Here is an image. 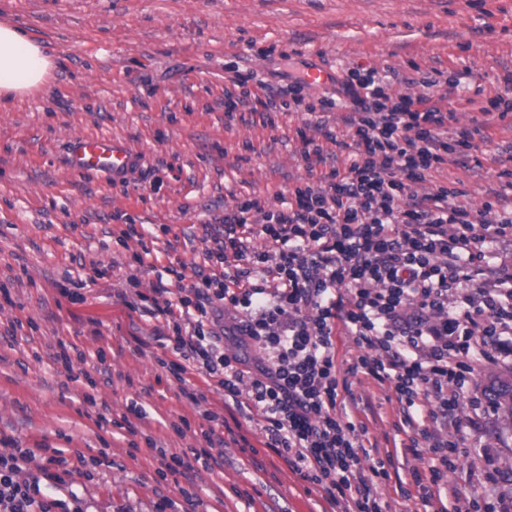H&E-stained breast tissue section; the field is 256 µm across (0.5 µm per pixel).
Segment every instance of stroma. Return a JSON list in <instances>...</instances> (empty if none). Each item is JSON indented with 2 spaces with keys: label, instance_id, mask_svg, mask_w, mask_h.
I'll use <instances>...</instances> for the list:
<instances>
[{
  "label": "stroma",
  "instance_id": "obj_1",
  "mask_svg": "<svg viewBox=\"0 0 512 512\" xmlns=\"http://www.w3.org/2000/svg\"><path fill=\"white\" fill-rule=\"evenodd\" d=\"M22 30L53 57L38 91L0 106V435L21 447L60 449L71 461L104 457L93 478L73 474L90 512H156L159 494L180 501L193 486L197 512H326L322 489L248 433L249 450L227 442L224 468L194 464L188 475L158 482L160 452L202 447V409L179 398L178 384L157 366L169 330L164 317L131 313L137 294H151L174 262L193 276L206 224L234 198L256 196L279 206L306 175L297 151L296 114L224 127L228 62L280 86L315 66L329 73L357 64L399 72L412 65L460 71L464 87L493 92L512 68V0H0V23ZM110 134L142 152L128 185L72 171L69 140ZM252 143L245 155L244 143ZM164 186L152 192L153 172ZM170 233L133 261L137 241L117 245L119 214ZM106 278L94 277V269ZM81 282V301L60 284ZM14 335H6L8 327ZM76 345L72 371L52 359L58 341ZM105 360H98V351ZM512 361L487 356L473 373L464 443L448 475L458 496L512 502V430L483 402V389ZM356 394L371 400L370 442L387 446L396 401L388 385L367 378ZM95 405H88L86 394ZM136 435L97 423V405L120 417L127 406ZM187 417L191 429L171 428Z\"/></svg>",
  "mask_w": 512,
  "mask_h": 512
}]
</instances>
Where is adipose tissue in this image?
<instances>
[{
    "label": "adipose tissue",
    "instance_id": "adipose-tissue-1",
    "mask_svg": "<svg viewBox=\"0 0 512 512\" xmlns=\"http://www.w3.org/2000/svg\"><path fill=\"white\" fill-rule=\"evenodd\" d=\"M54 67L52 57L20 29L0 24V102L38 91Z\"/></svg>",
    "mask_w": 512,
    "mask_h": 512
}]
</instances>
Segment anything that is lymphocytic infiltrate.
I'll return each instance as SVG.
<instances>
[{"mask_svg":"<svg viewBox=\"0 0 512 512\" xmlns=\"http://www.w3.org/2000/svg\"><path fill=\"white\" fill-rule=\"evenodd\" d=\"M419 94H395L391 77L356 65L344 71L336 96H314L301 78L273 87L235 72L224 91V124L276 112L300 114L295 129L306 176L280 208L257 197L235 199L205 225L203 264L177 302L158 282L141 315L170 316V358H158L193 406L210 394L224 408L256 412L264 447L303 480L324 489L338 512H385L378 493L384 457L365 451L360 401L353 383L388 384L398 403L394 427L404 453H429L427 471L412 470L404 501L447 512L458 491L459 413L471 379L466 363L487 349L512 357V266L496 249L512 245V70L493 95L465 98L472 115L460 122L452 101L459 73L420 72ZM344 114L334 132L325 113ZM335 152H328L327 144ZM486 149V159L473 154ZM496 184L473 200L464 175L484 164ZM459 170L448 178L450 170ZM352 355L339 358V344ZM196 371L204 387H186ZM203 447L162 455L160 479L185 474L191 462L223 468L228 432L208 412ZM62 455L0 449V512H88L69 481Z\"/></svg>","mask_w":512,"mask_h":512,"instance_id":"f902f5d3","label":"lymphocytic infiltrate"}]
</instances>
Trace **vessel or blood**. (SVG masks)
I'll return each instance as SVG.
<instances>
[{
	"mask_svg": "<svg viewBox=\"0 0 512 512\" xmlns=\"http://www.w3.org/2000/svg\"><path fill=\"white\" fill-rule=\"evenodd\" d=\"M141 162V152L129 142L109 135H80L69 141L68 165L80 173H99L121 180Z\"/></svg>",
	"mask_w": 512,
	"mask_h": 512,
	"instance_id": "vessel-or-blood-1",
	"label": "vessel or blood"
}]
</instances>
